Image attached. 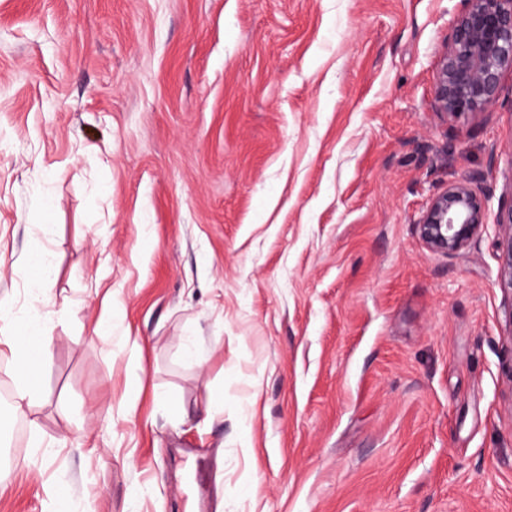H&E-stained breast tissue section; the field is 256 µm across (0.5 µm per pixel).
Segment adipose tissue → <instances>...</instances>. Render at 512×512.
Here are the masks:
<instances>
[{"label":"adipose tissue","instance_id":"1","mask_svg":"<svg viewBox=\"0 0 512 512\" xmlns=\"http://www.w3.org/2000/svg\"><path fill=\"white\" fill-rule=\"evenodd\" d=\"M48 251L33 253L28 258V266L41 280L43 287L33 294L30 300L32 312L19 318L9 303H0V350H8L14 355L30 356L36 364L46 361L50 342L46 324L50 318L53 299L47 289L51 267Z\"/></svg>","mask_w":512,"mask_h":512}]
</instances>
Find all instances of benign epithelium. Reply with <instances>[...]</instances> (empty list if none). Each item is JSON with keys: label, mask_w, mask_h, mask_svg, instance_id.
Wrapping results in <instances>:
<instances>
[{"label": "benign epithelium", "mask_w": 512, "mask_h": 512, "mask_svg": "<svg viewBox=\"0 0 512 512\" xmlns=\"http://www.w3.org/2000/svg\"><path fill=\"white\" fill-rule=\"evenodd\" d=\"M512 72V0H460V9L440 55L434 85L437 112L453 121L494 109L503 77ZM485 174L471 171L431 198L416 232L426 248L454 256L486 223ZM503 229L500 285L512 296V199L501 205Z\"/></svg>", "instance_id": "obj_1"}]
</instances>
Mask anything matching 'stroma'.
<instances>
[{
    "label": "stroma",
    "instance_id": "stroma-1",
    "mask_svg": "<svg viewBox=\"0 0 512 512\" xmlns=\"http://www.w3.org/2000/svg\"><path fill=\"white\" fill-rule=\"evenodd\" d=\"M459 5L0 0V300L46 248L61 312L0 512H512V73L437 113ZM485 174L475 170L431 198L416 232L426 248L454 256L462 252L486 224ZM497 224L503 229L501 242L503 265L500 274L501 289L512 298V197L502 204L497 216Z\"/></svg>",
    "mask_w": 512,
    "mask_h": 512
}]
</instances>
